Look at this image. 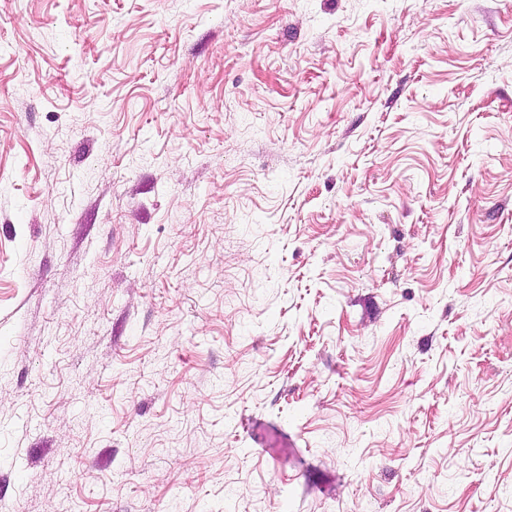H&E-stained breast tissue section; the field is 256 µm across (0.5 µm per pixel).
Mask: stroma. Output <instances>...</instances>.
I'll list each match as a JSON object with an SVG mask.
<instances>
[{
	"instance_id": "obj_1",
	"label": "stroma",
	"mask_w": 512,
	"mask_h": 512,
	"mask_svg": "<svg viewBox=\"0 0 512 512\" xmlns=\"http://www.w3.org/2000/svg\"><path fill=\"white\" fill-rule=\"evenodd\" d=\"M0 512H512V0H0Z\"/></svg>"
}]
</instances>
